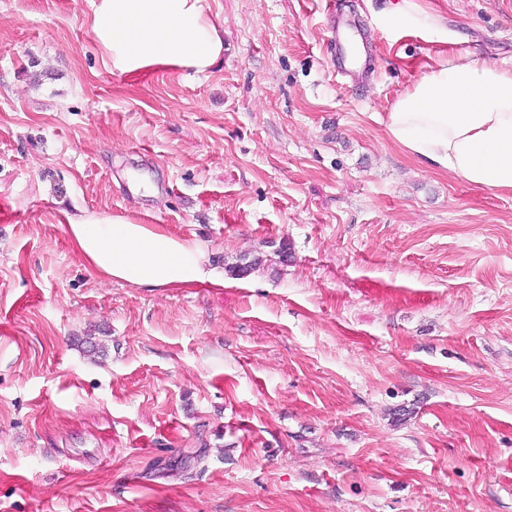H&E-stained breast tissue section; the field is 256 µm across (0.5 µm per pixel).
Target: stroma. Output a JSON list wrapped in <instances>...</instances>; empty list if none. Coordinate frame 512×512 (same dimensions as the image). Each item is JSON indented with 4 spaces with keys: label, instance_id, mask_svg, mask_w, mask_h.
<instances>
[{
    "label": "stroma",
    "instance_id": "35a3bbf8",
    "mask_svg": "<svg viewBox=\"0 0 512 512\" xmlns=\"http://www.w3.org/2000/svg\"><path fill=\"white\" fill-rule=\"evenodd\" d=\"M327 2L207 0L209 71L127 76L88 0H0V512H512V193L382 124L433 57L512 68V0H342L353 88ZM81 210L265 263L108 281ZM331 2V12H332V23L330 26V34H331V42L334 43L335 48L338 50V55L336 57V65L338 67V71L342 74L349 76L350 81L357 84V82L361 81L368 77V72L365 68H360L357 70V66L349 67L346 66V60L342 51V42L347 36L348 32L352 29L353 24L350 20L343 15L341 9L338 7V1L340 0H330ZM264 262L265 260L260 255L251 256L250 253H244L225 270L231 275L228 276V279H237L232 276L245 277L260 268Z\"/></svg>",
    "mask_w": 512,
    "mask_h": 512
}]
</instances>
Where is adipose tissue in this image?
<instances>
[{"mask_svg":"<svg viewBox=\"0 0 512 512\" xmlns=\"http://www.w3.org/2000/svg\"><path fill=\"white\" fill-rule=\"evenodd\" d=\"M89 31L112 70L207 72L224 39L206 0H89ZM389 140L431 170L512 193V69L467 55H439L385 119ZM67 231L100 276L137 288L224 287L206 247L157 224L83 212Z\"/></svg>","mask_w":512,"mask_h":512,"instance_id":"adipose-tissue-1","label":"adipose tissue"}]
</instances>
